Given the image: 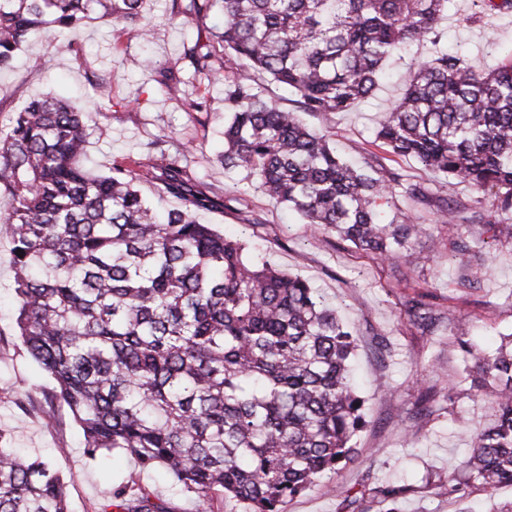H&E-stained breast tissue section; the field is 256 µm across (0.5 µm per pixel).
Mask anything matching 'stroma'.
<instances>
[{"mask_svg": "<svg viewBox=\"0 0 512 512\" xmlns=\"http://www.w3.org/2000/svg\"><path fill=\"white\" fill-rule=\"evenodd\" d=\"M478 11V0H453L449 19L439 27L440 43L467 49L476 68L499 66L512 49V14L482 18ZM142 16L152 28L146 41L134 37L126 24L111 21L92 22L75 35L56 28L31 32L11 67L0 70V136L9 133L16 112L32 100L80 99L97 115L84 165L99 174L118 164L134 165L141 193L169 209L178 207V199L159 193L147 174L157 154L152 143L164 139L168 153L183 155L197 189L224 194L223 204L200 212V221L240 239L272 267L308 280L353 330L354 375L368 425L357 435L350 460L289 500L284 512H341L337 489L358 484L408 486L398 502L400 512H457V502L436 495L430 484L459 472L471 431L482 428L491 411L464 392V356L456 338L463 335L479 348L492 349L501 334L512 332V245L496 238L491 225L466 224V232L483 239L480 262L488 267L478 288H470L480 262L449 250L447 229L434 213L445 198L475 204L473 191L375 141L379 121L401 91V76L429 56V44L390 61L388 79L349 111L302 116L312 129L328 133L344 158L363 167L383 165L423 186L425 198L398 192L390 208L428 227L415 247V260L407 264L337 248L334 235L311 231L296 213L264 196L244 171L218 163L224 150V90L236 70L227 67L198 82L183 57L184 45L196 40V29L172 19L171 0H147ZM73 36L80 51H62L60 42ZM144 56L151 58V70L136 66ZM173 76L181 79L185 98L168 95L165 83ZM201 95L206 108L192 109L190 100ZM492 200L484 195L482 204H475L477 212L487 213ZM11 248L0 234V429L7 434V447L43 458L70 476L69 512H93L106 491L131 476L172 512H198V502L180 493L163 471L140 470L119 454L85 456L81 428L69 408L52 398V379L30 358L19 336ZM418 292L434 294L441 307H457L460 326L443 325L431 334L417 329L407 301ZM426 392L432 395L433 414L425 420L417 403Z\"/></svg>", "mask_w": 512, "mask_h": 512, "instance_id": "stroma-1", "label": "stroma"}]
</instances>
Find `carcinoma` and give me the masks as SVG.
Here are the masks:
<instances>
[{
    "label": "carcinoma",
    "mask_w": 512,
    "mask_h": 512,
    "mask_svg": "<svg viewBox=\"0 0 512 512\" xmlns=\"http://www.w3.org/2000/svg\"><path fill=\"white\" fill-rule=\"evenodd\" d=\"M452 0H173L172 15L223 43L185 51L194 74L240 70L224 92V168H238L304 223L390 260L425 232L409 216L384 220L398 172L373 173L336 155L306 112H345L373 95L385 62L429 41L376 140L425 168L493 192L478 219L512 240V64L490 72L439 47ZM144 0H0V67L30 31H77L94 16L136 24ZM268 78L298 96L297 111L261 96ZM93 113L46 98L17 113L0 140V230L12 243L16 324L29 355L50 375L54 397L79 423L90 458L120 451L143 470L163 467L203 512L224 498L244 512H283L288 500L340 469L366 426L350 375L353 332L311 284L281 273L196 211L216 201L193 189L177 159L161 156L153 178L183 202L158 216L115 165H80ZM465 205L440 206L457 253L480 248L460 224ZM426 331L459 322L428 295L411 299ZM469 390L494 405L471 436L461 473L433 484L458 503L473 491L512 488V348L460 340ZM53 465L0 446V512H68ZM406 486L360 492L364 507L397 512ZM94 512H171L134 478L110 489Z\"/></svg>",
    "instance_id": "carcinoma-1"
}]
</instances>
